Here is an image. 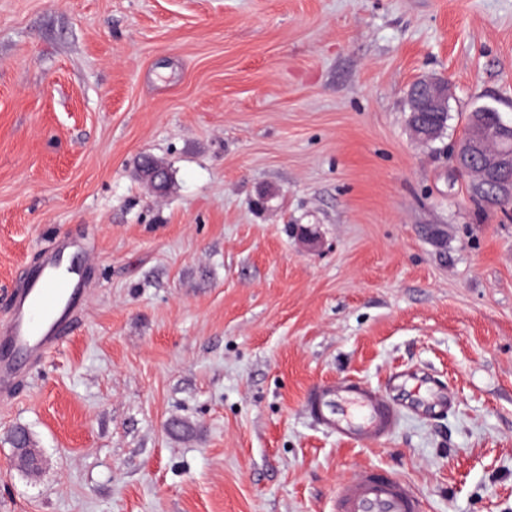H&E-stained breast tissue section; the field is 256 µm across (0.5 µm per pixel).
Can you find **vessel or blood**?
Here are the masks:
<instances>
[{
    "mask_svg": "<svg viewBox=\"0 0 512 512\" xmlns=\"http://www.w3.org/2000/svg\"><path fill=\"white\" fill-rule=\"evenodd\" d=\"M72 245L59 241L46 251L36 270L7 296L0 320V396L17 389L28 367L41 363L66 338L81 300V271ZM452 401L445 390L418 396L414 410L429 414ZM308 419L336 436L378 441L390 436L398 409L376 391L355 382H322L304 405ZM334 512H425L423 498L405 478L379 468L359 470L336 491Z\"/></svg>",
    "mask_w": 512,
    "mask_h": 512,
    "instance_id": "obj_1",
    "label": "vessel or blood"
}]
</instances>
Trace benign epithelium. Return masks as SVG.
Here are the masks:
<instances>
[{"label": "benign epithelium", "mask_w": 512, "mask_h": 512, "mask_svg": "<svg viewBox=\"0 0 512 512\" xmlns=\"http://www.w3.org/2000/svg\"><path fill=\"white\" fill-rule=\"evenodd\" d=\"M408 94L415 99L416 112H444L448 108L451 88L448 82L432 78L420 79L414 83ZM512 142V126L508 131H493L482 121L473 124L468 137L456 144L457 162H467L475 174L499 177L498 191L501 196L512 198V147L506 149L503 143ZM17 457L23 466L34 469L38 465V453L22 428L14 431Z\"/></svg>", "instance_id": "obj_1"}]
</instances>
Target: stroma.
<instances>
[{"mask_svg": "<svg viewBox=\"0 0 512 512\" xmlns=\"http://www.w3.org/2000/svg\"><path fill=\"white\" fill-rule=\"evenodd\" d=\"M422 77L452 87L437 151ZM482 106L512 120V0H0V298L60 236L86 267L0 399V512H333L366 467L512 512V210L452 152ZM408 368L446 411H409ZM345 380L398 407L388 440L306 418ZM417 81L408 91V95L415 99L414 112H445L442 116L435 117L429 123L419 124L418 121L416 123L410 112L411 101L409 99L408 126L414 129L419 140H423L425 144L431 145L440 139L448 128L449 112H446V110L451 96V88L448 81H439L432 78ZM14 435V447L17 450V457L15 456V460L17 462L19 461L28 469H35L38 465V453L37 450L32 447L25 430L17 428L14 431Z\"/></svg>", "mask_w": 512, "mask_h": 512, "instance_id": "obj_1", "label": "stroma"}]
</instances>
